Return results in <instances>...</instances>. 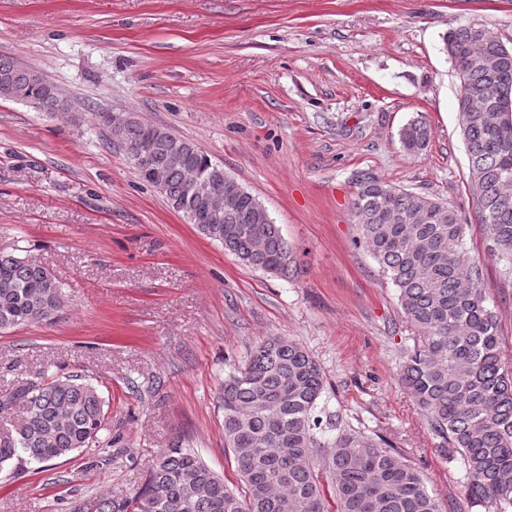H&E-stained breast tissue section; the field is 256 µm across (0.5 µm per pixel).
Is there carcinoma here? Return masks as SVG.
I'll use <instances>...</instances> for the list:
<instances>
[{
    "label": "carcinoma",
    "mask_w": 512,
    "mask_h": 512,
    "mask_svg": "<svg viewBox=\"0 0 512 512\" xmlns=\"http://www.w3.org/2000/svg\"><path fill=\"white\" fill-rule=\"evenodd\" d=\"M460 80L457 108L478 188L476 223L490 255L512 272V48L469 24L443 36ZM0 98L24 101L41 112L64 111L54 85L0 57ZM149 123L128 114L122 138L130 149L146 139ZM404 152L427 150L432 131L421 117L398 133ZM138 179L154 186L173 209L184 184L195 179L237 190L221 224H199L246 265L288 275V242L266 208L231 175L215 180L209 156L171 131L147 154V166L128 156ZM356 244L379 265L398 292L405 318L424 343L409 355L400 379L427 417L448 457L465 471L468 501L493 512L512 508V371L501 359L499 324L489 306L480 265L466 257L468 220L458 208L396 188L372 175L357 180L352 202ZM65 306L64 285L45 267L0 252V332L52 323ZM320 364L300 344L267 338L246 363L224 377V447L245 483L238 494L224 485L191 448L179 441L152 462L141 491H112L88 512H444L423 474L386 440L379 442L342 417L323 420ZM107 412L98 389L79 374L18 380L0 392V471L38 463L46 467L100 442ZM337 433L329 442L320 435Z\"/></svg>",
    "instance_id": "1"
}]
</instances>
